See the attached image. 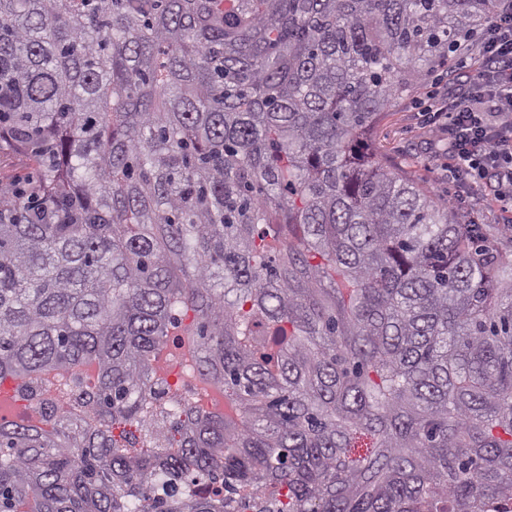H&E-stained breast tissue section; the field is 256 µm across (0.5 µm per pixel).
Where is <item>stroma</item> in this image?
Returning a JSON list of instances; mask_svg holds the SVG:
<instances>
[{
	"mask_svg": "<svg viewBox=\"0 0 512 512\" xmlns=\"http://www.w3.org/2000/svg\"><path fill=\"white\" fill-rule=\"evenodd\" d=\"M482 31L462 44L450 61L433 67L425 80L381 112L362 141L363 152L391 171L429 190L463 224H491L499 250L512 251V210L502 208L493 191L479 184L459 192L448 173V129L431 121L435 106L453 87L452 69L477 73L482 65Z\"/></svg>",
	"mask_w": 512,
	"mask_h": 512,
	"instance_id": "35a3bbf8",
	"label": "stroma"
}]
</instances>
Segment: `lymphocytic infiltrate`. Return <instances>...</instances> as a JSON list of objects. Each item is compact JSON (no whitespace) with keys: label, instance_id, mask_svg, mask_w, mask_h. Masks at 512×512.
I'll return each instance as SVG.
<instances>
[{"label":"lymphocytic infiltrate","instance_id":"1","mask_svg":"<svg viewBox=\"0 0 512 512\" xmlns=\"http://www.w3.org/2000/svg\"><path fill=\"white\" fill-rule=\"evenodd\" d=\"M483 67L441 100L447 118L453 171L461 181L490 178L504 207H512V7L490 18Z\"/></svg>","mask_w":512,"mask_h":512}]
</instances>
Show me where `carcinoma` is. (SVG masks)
<instances>
[{
    "instance_id": "cac0c4a2",
    "label": "carcinoma",
    "mask_w": 512,
    "mask_h": 512,
    "mask_svg": "<svg viewBox=\"0 0 512 512\" xmlns=\"http://www.w3.org/2000/svg\"><path fill=\"white\" fill-rule=\"evenodd\" d=\"M504 5L0 0V512H512V254L359 150ZM35 178L34 169L26 160L14 154H0V183L22 185L32 182ZM177 318L178 321L175 322L176 327L172 330L171 335L168 337V341L166 343V348L169 353V360L167 361L165 367L159 371V377L162 381L161 387L165 389L168 395L170 390L167 386L169 384L170 378L176 371H180L182 376L183 391H186L192 395L191 402L195 406L205 411L224 414V410H217L211 407L206 408L204 405H202L203 403L199 399V390L201 387L216 385L210 383L195 373L193 376H188L186 369L188 368L189 364L186 363L181 357L180 349L183 347L186 341H191L194 344V348H196V342L194 336H191V329L187 318L181 316H177ZM1 401L7 402L10 408V415H1L10 419L17 417L24 418L29 415H33L37 412V405L39 402L28 397L23 387L19 382L13 381L7 390H4L0 386V403Z\"/></svg>"
}]
</instances>
